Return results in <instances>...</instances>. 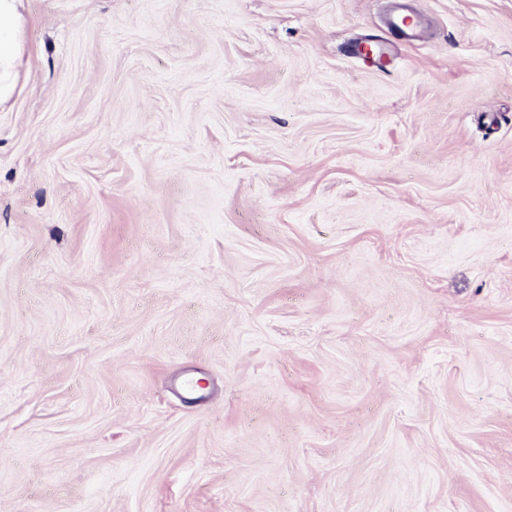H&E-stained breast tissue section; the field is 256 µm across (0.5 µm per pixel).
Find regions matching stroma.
<instances>
[{
	"instance_id": "1",
	"label": "stroma",
	"mask_w": 512,
	"mask_h": 512,
	"mask_svg": "<svg viewBox=\"0 0 512 512\" xmlns=\"http://www.w3.org/2000/svg\"><path fill=\"white\" fill-rule=\"evenodd\" d=\"M23 0L0 512H512V0Z\"/></svg>"
}]
</instances>
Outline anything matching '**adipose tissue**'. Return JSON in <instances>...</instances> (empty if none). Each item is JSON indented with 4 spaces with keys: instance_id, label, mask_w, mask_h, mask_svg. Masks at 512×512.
<instances>
[{
    "instance_id": "obj_1",
    "label": "adipose tissue",
    "mask_w": 512,
    "mask_h": 512,
    "mask_svg": "<svg viewBox=\"0 0 512 512\" xmlns=\"http://www.w3.org/2000/svg\"><path fill=\"white\" fill-rule=\"evenodd\" d=\"M20 0H0V106L13 97L23 54Z\"/></svg>"
}]
</instances>
